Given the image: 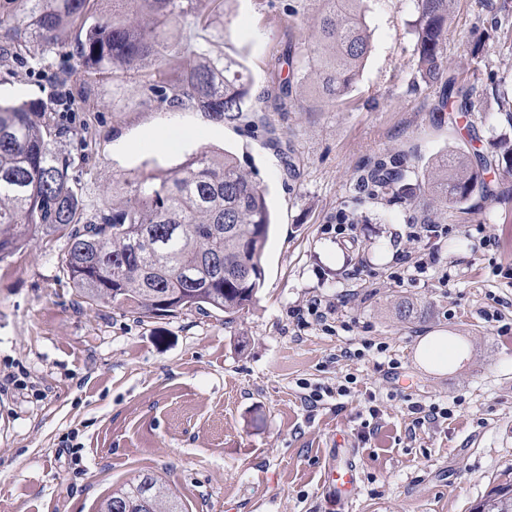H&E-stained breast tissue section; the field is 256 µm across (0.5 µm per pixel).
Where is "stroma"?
<instances>
[{"label": "stroma", "instance_id": "1", "mask_svg": "<svg viewBox=\"0 0 512 512\" xmlns=\"http://www.w3.org/2000/svg\"><path fill=\"white\" fill-rule=\"evenodd\" d=\"M321 0H201L212 57L242 63L256 90L289 74ZM412 0H370L373 50L348 95L317 104L306 87L268 100L265 127L212 121L194 109L158 107L138 78L83 73L78 56H20L0 77V102L56 96L67 60L76 74L53 124L84 127L71 153L85 196L113 182L167 175L200 148L232 152L267 190L273 223L265 278L249 312L229 319L196 310L138 314L77 298L61 267L65 239L38 237L0 263V512H95L131 477L162 478L184 512H330L322 487L332 464L353 461L351 512H472L512 481V171L488 172L489 190L449 211L439 243L447 274L395 281L397 251H414L417 199L361 188L375 162L400 163L422 180L449 149L491 156L512 141V0H454L446 54L475 108L456 122L433 110L440 87L414 65ZM184 131L176 145L162 136ZM355 224V242L331 225ZM356 277L344 279L343 270ZM355 290L349 304L341 299ZM315 295L337 302L331 330L299 331L292 309ZM423 319L396 314L400 300ZM426 336L458 355L447 370L420 362ZM369 340L386 353L342 358ZM401 366L386 375L389 359ZM349 396L309 409L306 385ZM448 404L434 428L412 423V403ZM378 416H370L369 407Z\"/></svg>", "mask_w": 512, "mask_h": 512}]
</instances>
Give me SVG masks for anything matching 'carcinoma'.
Wrapping results in <instances>:
<instances>
[{
    "label": "carcinoma",
    "mask_w": 512,
    "mask_h": 512,
    "mask_svg": "<svg viewBox=\"0 0 512 512\" xmlns=\"http://www.w3.org/2000/svg\"><path fill=\"white\" fill-rule=\"evenodd\" d=\"M91 0H0V68L11 70L21 51L59 50L72 33H85L77 53L112 77L145 75L149 99L165 109L194 108L212 120L243 122L269 93L253 92L249 72L202 46L172 38L165 24L192 22L205 32L200 0H124V14L97 17ZM300 61L288 62L292 79L276 97L293 93V80L309 83L323 99L342 98L372 51L366 0H324ZM417 71L441 84L434 111L469 112L471 92L448 74L443 44L454 0H414ZM53 101L0 105V263L29 235L66 238L63 269L87 304L134 308L142 314L214 310L234 319L249 309L264 280L262 253L271 224L257 177L228 152L201 149L167 176L138 173L112 189L86 217L75 158L52 148L65 133L45 121ZM512 170V143L472 163L446 151L424 173L420 221L433 224L448 210L487 191L484 173ZM373 196H412L406 170L377 162L369 174ZM96 512H181L158 478L143 474L102 499ZM473 512H512V484L498 486Z\"/></svg>",
    "instance_id": "cac0c4a2"
}]
</instances>
